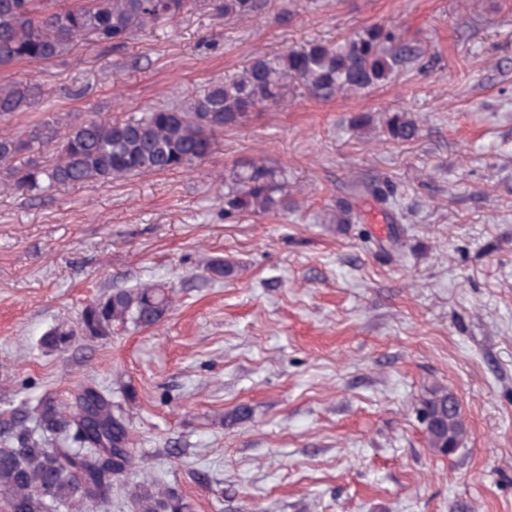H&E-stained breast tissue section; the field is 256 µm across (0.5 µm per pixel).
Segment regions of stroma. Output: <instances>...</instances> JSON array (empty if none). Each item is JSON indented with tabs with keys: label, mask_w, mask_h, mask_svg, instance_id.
I'll use <instances>...</instances> for the list:
<instances>
[{
	"label": "stroma",
	"mask_w": 512,
	"mask_h": 512,
	"mask_svg": "<svg viewBox=\"0 0 512 512\" xmlns=\"http://www.w3.org/2000/svg\"><path fill=\"white\" fill-rule=\"evenodd\" d=\"M227 17L210 0L120 48L23 64L48 128L0 162V413L85 382L130 389L134 484L151 471L191 512H512V0H261ZM380 25L421 48L353 96L289 82L283 100L191 168L23 194L71 124L189 105L255 54L333 43ZM422 120L397 142L386 122ZM272 169L293 205L224 213L235 175ZM358 178L385 189L350 196ZM351 197L360 219L334 224ZM210 257L239 266L207 281ZM165 283L148 328L41 344L108 289ZM447 387L462 446L428 447L420 402ZM247 406L234 425L224 415Z\"/></svg>",
	"instance_id": "stroma-1"
}]
</instances>
